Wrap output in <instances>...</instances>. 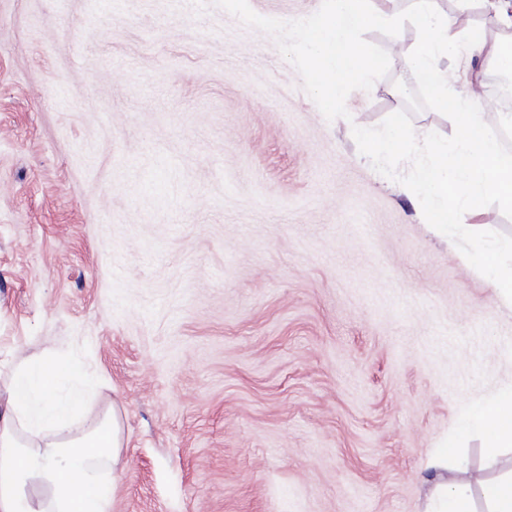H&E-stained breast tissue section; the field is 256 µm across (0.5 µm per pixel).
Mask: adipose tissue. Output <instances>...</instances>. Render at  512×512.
<instances>
[{"mask_svg":"<svg viewBox=\"0 0 512 512\" xmlns=\"http://www.w3.org/2000/svg\"><path fill=\"white\" fill-rule=\"evenodd\" d=\"M409 17L421 39L408 50L405 66L440 108L451 110L455 135L430 145L425 167L406 195L420 202L427 224L462 226L464 213L488 197L511 210L512 156L488 134L482 113L450 92L439 61L466 44L508 72L512 53L484 28L456 29L437 0H410ZM466 260L512 309V265L481 250ZM96 387V375L77 364L50 357L13 363L9 382L0 388V512H110L112 482L104 469L116 463L123 446L117 416L92 422L79 436L68 435L73 417ZM467 425L485 435L488 448H512V384L474 398ZM38 486L46 495H35Z\"/></svg>","mask_w":512,"mask_h":512,"instance_id":"obj_1","label":"adipose tissue"}]
</instances>
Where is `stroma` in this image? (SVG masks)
I'll return each mask as SVG.
<instances>
[{"label": "stroma", "instance_id": "1", "mask_svg": "<svg viewBox=\"0 0 512 512\" xmlns=\"http://www.w3.org/2000/svg\"><path fill=\"white\" fill-rule=\"evenodd\" d=\"M327 121L274 38L192 0H0V383L77 359L115 411L112 512H431L512 476L457 437L512 381V311L462 259L512 241L425 224L353 126L400 111L418 40ZM498 114L491 65L441 60ZM472 492L467 485H455L440 490L432 512H470Z\"/></svg>", "mask_w": 512, "mask_h": 512}]
</instances>
